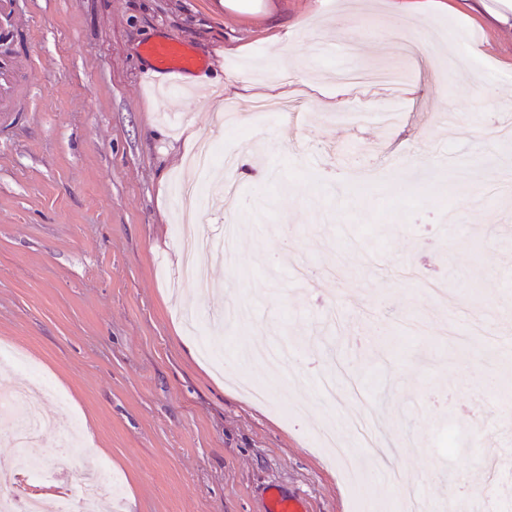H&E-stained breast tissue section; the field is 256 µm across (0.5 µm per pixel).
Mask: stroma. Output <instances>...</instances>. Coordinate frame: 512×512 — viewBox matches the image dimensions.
I'll return each mask as SVG.
<instances>
[{
	"label": "stroma",
	"instance_id": "35a3bbf8",
	"mask_svg": "<svg viewBox=\"0 0 512 512\" xmlns=\"http://www.w3.org/2000/svg\"><path fill=\"white\" fill-rule=\"evenodd\" d=\"M342 2L11 0L0 13V70L29 89L0 126V340L70 404L17 369L0 388L26 389L47 414L30 451L49 450L59 486L105 463L121 485L111 512H264L272 484L308 512H353L340 463L313 438L328 424L361 451L348 431L359 414L407 478L395 492L366 479L368 512L412 490L446 502L447 483L425 484L428 470L512 512V400L501 395L512 349L489 354L467 326L477 312L512 337V196L479 195L491 175L473 164L491 152L512 169V146L481 137L494 118L485 99L512 101V32L462 9L409 20L388 0ZM409 21L416 52L376 35ZM171 34L206 59L204 92L149 84L143 47ZM284 42V77L225 86ZM346 68L403 76L392 121L344 119L386 95L337 84ZM292 98L297 110L274 120L253 111ZM216 99L237 102L239 129ZM204 138L235 155L232 171L208 172L191 227L219 236L236 219L239 268L211 264L210 294L177 260L176 183L197 181L187 159ZM442 154L470 162L420 179ZM402 315L423 318L424 336L398 338ZM275 335L296 343L288 375L237 362L235 351ZM242 374L272 383L270 400L244 391ZM289 402L306 412L282 419ZM59 414L79 419L66 453L54 449ZM448 427L462 451L443 448Z\"/></svg>",
	"mask_w": 512,
	"mask_h": 512
}]
</instances>
